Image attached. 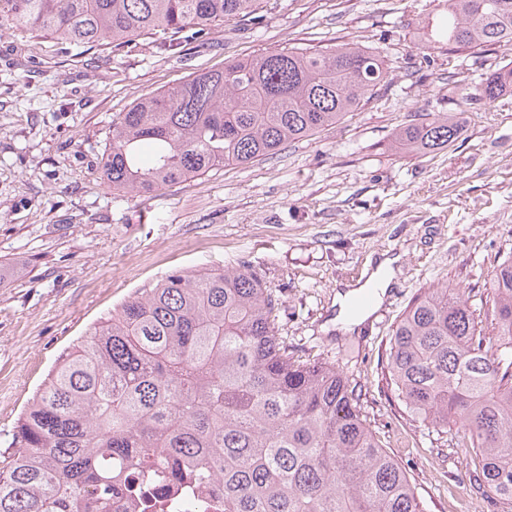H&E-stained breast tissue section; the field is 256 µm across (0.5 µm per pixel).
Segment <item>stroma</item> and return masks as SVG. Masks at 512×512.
<instances>
[{"mask_svg":"<svg viewBox=\"0 0 512 512\" xmlns=\"http://www.w3.org/2000/svg\"><path fill=\"white\" fill-rule=\"evenodd\" d=\"M445 0H268L177 53L163 32L119 50L68 48L0 22V460L60 352L134 293L175 271L244 263L279 300L296 359L335 362L362 415L405 470L424 512H512L476 495L462 437L415 420L390 379L393 330L422 289L464 293L491 333L485 284L512 254V94L474 98L512 49L449 52L423 27ZM378 48L391 81L339 125L251 166L172 188H107L112 123L146 94L228 60L284 48ZM458 112L448 149L405 155L394 129ZM397 257L396 280L356 334L323 331L334 297L368 257Z\"/></svg>","mask_w":512,"mask_h":512,"instance_id":"35a3bbf8","label":"stroma"}]
</instances>
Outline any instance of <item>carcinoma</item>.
Here are the masks:
<instances>
[{
	"label": "carcinoma",
	"instance_id": "obj_1",
	"mask_svg": "<svg viewBox=\"0 0 512 512\" xmlns=\"http://www.w3.org/2000/svg\"><path fill=\"white\" fill-rule=\"evenodd\" d=\"M262 0H0V16L71 46L118 50L153 30L199 35ZM448 50L512 47V0H448ZM389 81L377 49L341 44L235 59L138 100L102 159L115 191L147 193L270 158L336 126ZM512 92V68L477 96ZM452 112L398 128L391 147L440 152ZM487 294L493 334L458 288H430L393 331L388 368L415 419L482 466L470 485L512 500V256ZM278 303L247 265L181 271L130 296L56 360L0 466V512H128L141 495L224 493V512H423L375 441L355 388L330 362L301 363L276 330Z\"/></svg>",
	"mask_w": 512,
	"mask_h": 512
}]
</instances>
